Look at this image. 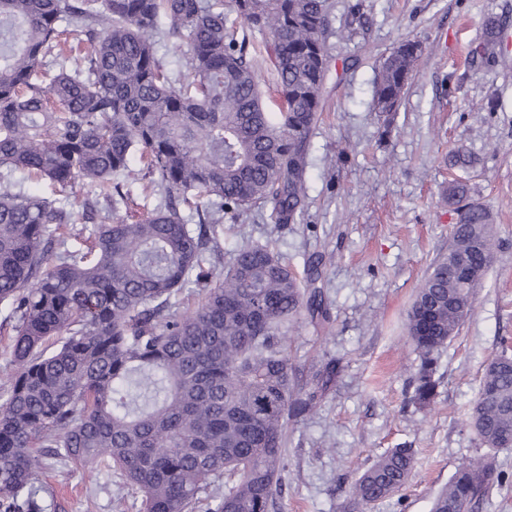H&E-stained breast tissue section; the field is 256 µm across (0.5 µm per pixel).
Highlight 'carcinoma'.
<instances>
[{
	"instance_id": "obj_1",
	"label": "carcinoma",
	"mask_w": 512,
	"mask_h": 512,
	"mask_svg": "<svg viewBox=\"0 0 512 512\" xmlns=\"http://www.w3.org/2000/svg\"><path fill=\"white\" fill-rule=\"evenodd\" d=\"M264 36L281 107L268 111L246 39L223 0H0V304L9 309L10 386L0 403V512H44L46 458L114 467L141 512H275L288 419L310 400L294 382L288 323L326 315L319 277L300 278L263 245L215 275L217 226L271 206L273 224L304 209L310 134L331 56L327 0H234ZM67 26L89 49L61 46ZM186 46L187 73L157 56L152 33ZM404 40L374 82L377 112L397 111L420 57ZM156 203L128 207L133 162ZM46 181L50 196L16 174ZM90 187L76 217L70 195ZM448 255L416 289L408 335L419 353L412 399L436 396L435 354L474 309L496 246L490 214L460 177ZM197 214L194 228L179 206ZM76 245L68 248L67 242ZM467 256L476 277L450 270ZM199 288L189 309L183 293ZM470 423L488 450L512 435V355L485 366ZM414 450L391 448L350 487L368 507L406 486ZM225 478L224 488L217 481ZM504 473L461 464L431 512H478Z\"/></svg>"
}]
</instances>
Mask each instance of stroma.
Here are the masks:
<instances>
[{
  "instance_id": "obj_1",
  "label": "stroma",
  "mask_w": 512,
  "mask_h": 512,
  "mask_svg": "<svg viewBox=\"0 0 512 512\" xmlns=\"http://www.w3.org/2000/svg\"><path fill=\"white\" fill-rule=\"evenodd\" d=\"M327 45L335 59L312 136L301 219L275 225L255 207L225 221L223 265L246 243L268 246L294 269L319 264L330 319L301 317L288 338L299 386L327 362L336 377L310 412L288 421V471L278 512H350L357 472L385 449L408 446L406 488L367 512H430L465 460L484 454L468 424L486 363L512 349V0H330ZM492 59L473 61L488 21ZM406 39L425 51L397 111L373 109L380 60ZM498 107L488 111V98ZM476 158L467 171L451 157ZM467 177L492 217L493 261L473 313L436 356L431 408L411 402L420 363L406 330L417 287L448 252L457 215L452 179ZM117 476L58 465L38 472L47 512H138L117 497Z\"/></svg>"
}]
</instances>
